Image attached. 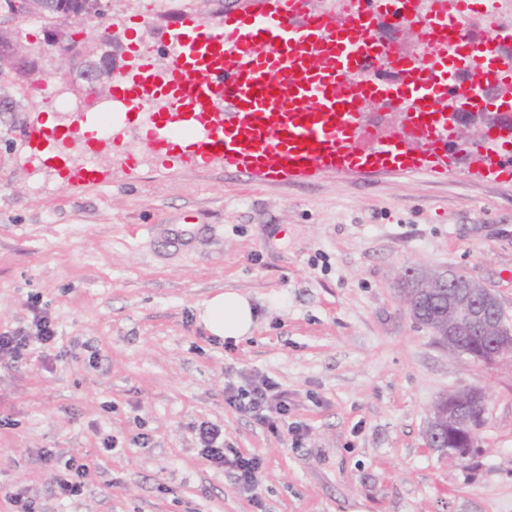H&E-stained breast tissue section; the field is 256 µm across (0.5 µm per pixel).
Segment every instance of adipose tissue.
<instances>
[{"instance_id": "adipose-tissue-1", "label": "adipose tissue", "mask_w": 512, "mask_h": 512, "mask_svg": "<svg viewBox=\"0 0 512 512\" xmlns=\"http://www.w3.org/2000/svg\"><path fill=\"white\" fill-rule=\"evenodd\" d=\"M199 318L210 334L236 343L250 337L256 325V311L249 297L231 290L205 302Z\"/></svg>"}]
</instances>
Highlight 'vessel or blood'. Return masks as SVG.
Here are the masks:
<instances>
[{"instance_id":"b4317fda","label":"vessel or blood","mask_w":512,"mask_h":512,"mask_svg":"<svg viewBox=\"0 0 512 512\" xmlns=\"http://www.w3.org/2000/svg\"><path fill=\"white\" fill-rule=\"evenodd\" d=\"M307 0H272L263 13H228L214 30L196 17L169 35L171 65L156 73L141 63L137 81L115 83L131 112L148 110L155 94L170 97L172 112L153 114L151 144L172 149L189 141L187 162L221 154L242 171L276 180L294 172L344 171L398 162L401 142L423 147L455 140L457 125L439 110L446 96L465 101L490 95L487 68L495 62L501 31L482 45V68L467 79L448 81L446 59L421 57L397 80L359 87L357 78L381 66L383 37L369 23L361 0L345 16L327 17L306 9ZM421 36L450 29L472 46L473 32L462 18L437 12L419 21ZM407 106L399 134L372 132L365 103Z\"/></svg>"}]
</instances>
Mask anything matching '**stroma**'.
Listing matches in <instances>:
<instances>
[{
	"mask_svg": "<svg viewBox=\"0 0 512 512\" xmlns=\"http://www.w3.org/2000/svg\"><path fill=\"white\" fill-rule=\"evenodd\" d=\"M265 7L109 0L87 32L111 27L113 63L129 78L141 55L168 68L182 18L217 29L226 11ZM21 32L43 86L0 74L23 106L0 112V330L38 312L58 341L0 361V512L23 489L36 512H512V358L450 354L398 290L408 267L453 268L512 316V179L494 177L501 156L481 162V133H459L448 152L471 151L444 171L272 181L220 154L172 162L146 148L136 113L115 115L103 136L57 111L68 68L43 22ZM49 118L64 133L59 162L33 151ZM227 290L257 314L253 335L231 346L198 318ZM253 374L287 394L276 427L224 400L225 384ZM469 386L486 395L482 453L459 462L429 448L425 430L435 402ZM203 422L262 459L256 492L201 456ZM71 459L90 470L74 501L53 492Z\"/></svg>",
	"mask_w": 512,
	"mask_h": 512,
	"instance_id": "35a3bbf8",
	"label": "stroma"
}]
</instances>
